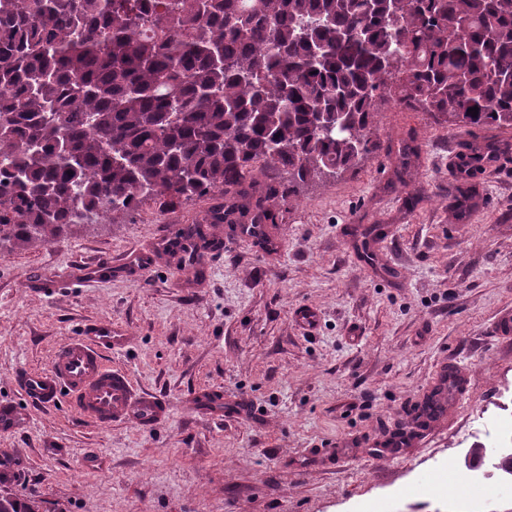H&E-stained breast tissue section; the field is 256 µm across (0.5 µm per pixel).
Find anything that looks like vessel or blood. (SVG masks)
<instances>
[{"mask_svg":"<svg viewBox=\"0 0 512 512\" xmlns=\"http://www.w3.org/2000/svg\"><path fill=\"white\" fill-rule=\"evenodd\" d=\"M147 262L146 255L131 251L112 261L81 267L77 274L91 282L110 277L113 268L132 269ZM127 343L122 330L105 324L88 326L55 351L47 370L21 372L18 388L36 404L65 401L84 421L97 427L119 423L156 427L170 415L167 402L137 391L128 374L113 368L107 359L108 353Z\"/></svg>","mask_w":512,"mask_h":512,"instance_id":"vessel-or-blood-1","label":"vessel or blood"}]
</instances>
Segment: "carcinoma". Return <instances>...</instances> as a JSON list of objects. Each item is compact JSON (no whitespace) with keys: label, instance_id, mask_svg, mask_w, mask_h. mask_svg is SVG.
<instances>
[{"label":"carcinoma","instance_id":"carcinoma-1","mask_svg":"<svg viewBox=\"0 0 512 512\" xmlns=\"http://www.w3.org/2000/svg\"><path fill=\"white\" fill-rule=\"evenodd\" d=\"M382 100L511 130L512 0H0V248L208 194L261 227L257 173L355 167Z\"/></svg>","mask_w":512,"mask_h":512}]
</instances>
